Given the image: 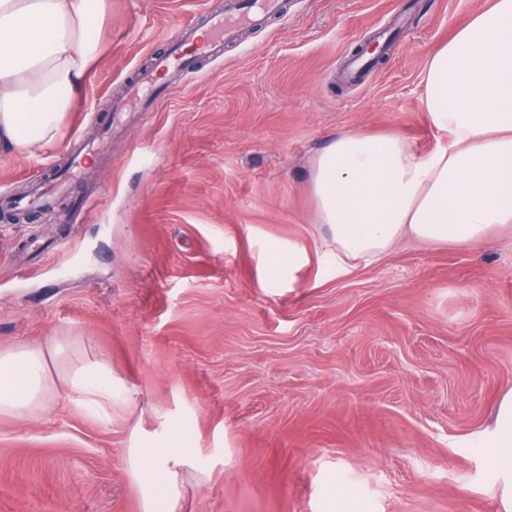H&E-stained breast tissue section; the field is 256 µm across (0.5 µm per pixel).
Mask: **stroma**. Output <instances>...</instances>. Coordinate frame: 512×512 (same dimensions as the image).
<instances>
[{
    "mask_svg": "<svg viewBox=\"0 0 512 512\" xmlns=\"http://www.w3.org/2000/svg\"><path fill=\"white\" fill-rule=\"evenodd\" d=\"M229 2L110 0L55 148L0 161L14 198L91 152L52 208L0 209V348L66 338L135 389L108 427L60 399L0 420V512H141L125 450L167 431L212 473L186 480L184 512H505L480 441L512 389V226L404 239L340 274L309 190L337 133L447 143L419 99L425 60L489 0H281L150 109L130 104ZM383 30L391 47L350 82Z\"/></svg>",
    "mask_w": 512,
    "mask_h": 512,
    "instance_id": "obj_1",
    "label": "stroma"
}]
</instances>
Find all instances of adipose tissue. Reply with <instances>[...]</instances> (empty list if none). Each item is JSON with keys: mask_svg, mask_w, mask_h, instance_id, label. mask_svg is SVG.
<instances>
[{"mask_svg": "<svg viewBox=\"0 0 512 512\" xmlns=\"http://www.w3.org/2000/svg\"><path fill=\"white\" fill-rule=\"evenodd\" d=\"M108 0H0V160L53 149L102 47ZM420 102L448 143L423 155L400 131L336 136L310 168L318 223L339 271L407 237L474 245L512 224V0H490L427 61ZM102 425L132 389L105 355L62 341L0 349V419L22 421L57 390ZM512 466V390L482 436ZM141 512H179L187 475L207 481L190 448L126 451Z\"/></svg>", "mask_w": 512, "mask_h": 512, "instance_id": "ef3b65f1", "label": "adipose tissue"}]
</instances>
